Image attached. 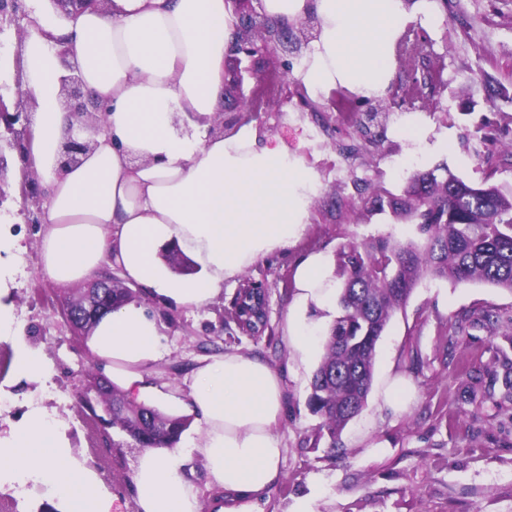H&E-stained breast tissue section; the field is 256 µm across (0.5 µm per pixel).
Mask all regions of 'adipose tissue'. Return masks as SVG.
Wrapping results in <instances>:
<instances>
[{"mask_svg": "<svg viewBox=\"0 0 512 512\" xmlns=\"http://www.w3.org/2000/svg\"><path fill=\"white\" fill-rule=\"evenodd\" d=\"M267 17L294 21L315 13L319 33L298 72L312 92L344 86L379 95L394 70L399 35L414 21L437 20L433 0H262ZM236 25L230 0H112L58 19L34 5L21 40L36 105L30 169L44 190L38 242L44 270L59 285L104 269L151 295L199 307L225 278L259 257L287 249L306 228L318 175L301 157L244 126L223 136L209 128L224 109V61ZM78 62L86 92L105 110L103 129L80 164L60 163L61 146L84 138L82 123L59 103L62 56ZM183 117L187 128L174 125ZM191 256L201 273L173 277L163 245ZM17 242L0 234V337L19 345L20 376L47 379L44 357L21 346L13 310L3 303L19 273ZM288 332L304 353L316 348L304 318L309 304L330 307L336 288L322 254L296 271ZM103 374L130 397L149 391L162 357L156 319L128 302L101 317L86 337ZM179 404L199 436L187 448H148L134 467L136 512H201L182 479L196 453L225 491L258 495L278 477L283 450L274 433L283 410L280 376L257 357L232 352L202 360ZM39 481L63 512H112V497L77 458L63 427L42 409L0 435V484Z\"/></svg>", "mask_w": 512, "mask_h": 512, "instance_id": "adipose-tissue-1", "label": "adipose tissue"}]
</instances>
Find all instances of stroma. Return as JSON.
Listing matches in <instances>:
<instances>
[{"label": "stroma", "mask_w": 512, "mask_h": 512, "mask_svg": "<svg viewBox=\"0 0 512 512\" xmlns=\"http://www.w3.org/2000/svg\"><path fill=\"white\" fill-rule=\"evenodd\" d=\"M435 7L440 24L419 31L428 40L430 66L442 70L446 84L427 108L401 102L405 76L397 71L380 98L328 128L294 100L262 115L263 134L285 143L319 176L308 225L293 247L258 258L200 307L137 292L165 345L152 369L156 382L185 390L201 360L228 352L259 357L283 380L275 430L283 450L279 478L260 497H234L217 487L200 457L188 455L181 474L202 512H292L305 496L314 500L315 512H512V399L504 386L505 365L512 361L511 291L423 278L377 344L364 408L334 443L317 438L321 419L307 406L321 356H303L287 336L295 270L308 253H323L331 263L350 242L418 239L415 224L373 209L372 187L399 195L413 174L445 165L467 181L487 179L512 191V159L505 152L512 144V0H435ZM409 116L419 118L427 133L428 148L414 159L396 132ZM440 140L447 151H433ZM347 146L354 154H344ZM8 169L13 177L0 223L19 241L15 262L21 270L9 299L27 345L41 351L50 375L44 381L19 376L15 345L0 340V428L20 423L30 405L40 406L62 423L76 455L111 493L112 512H135V488L121 479L132 475L139 450L119 428L103 429L80 403L97 367L60 314L77 288L56 285L43 269L41 209L23 196L18 178L26 163L15 154ZM247 278L268 289V328L259 336L225 324ZM488 311L498 323L484 320ZM394 375L414 389L399 411L382 394ZM52 501L42 483L0 486V512H40Z\"/></svg>", "instance_id": "35a3bbf8"}]
</instances>
